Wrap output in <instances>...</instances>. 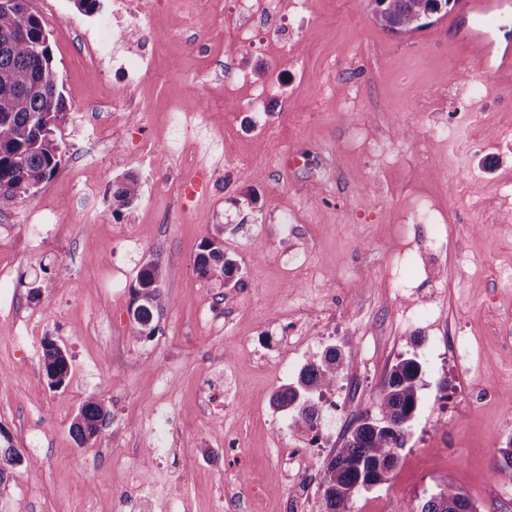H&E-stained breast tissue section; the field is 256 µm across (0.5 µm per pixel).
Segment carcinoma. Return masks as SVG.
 I'll list each match as a JSON object with an SVG mask.
<instances>
[{
	"label": "carcinoma",
	"mask_w": 512,
	"mask_h": 512,
	"mask_svg": "<svg viewBox=\"0 0 512 512\" xmlns=\"http://www.w3.org/2000/svg\"><path fill=\"white\" fill-rule=\"evenodd\" d=\"M450 0H371V12L379 26L394 34L420 30L427 20L448 11ZM24 24L28 40L15 41L11 34ZM48 37L39 17L31 13L23 21L0 3V202H14L48 181L61 162L56 131L65 118L66 102L52 63ZM141 197V182L127 175L112 186V206L120 211ZM201 278H224L236 272L235 261L224 251V239L204 241L195 258ZM158 260L147 259L139 269L133 291L137 305L130 310L137 332L151 336L155 312L166 298ZM343 359L327 350L306 364L295 382L273 397V405L291 412L297 430L311 427L316 397L336 383ZM42 364L49 385L59 387L69 371L67 353L54 341L45 340ZM421 364L414 356L396 363L376 399L375 412L360 414L349 429L343 446L327 463L321 484L326 512H351L353 498L363 489L388 480L399 464L404 429L418 402ZM111 412L99 399H88L79 408L71 429L76 442L85 445L109 424ZM23 456L11 442L0 444V495L8 474ZM408 512H477L472 500L449 484Z\"/></svg>",
	"instance_id": "obj_1"
}]
</instances>
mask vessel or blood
Instances as JSON below:
<instances>
[{"instance_id":"b4317fda","label":"vessel or blood","mask_w":512,"mask_h":512,"mask_svg":"<svg viewBox=\"0 0 512 512\" xmlns=\"http://www.w3.org/2000/svg\"><path fill=\"white\" fill-rule=\"evenodd\" d=\"M512 8V0H459L452 27L470 48L475 62L494 72L503 86L512 85V42L496 38V20Z\"/></svg>"}]
</instances>
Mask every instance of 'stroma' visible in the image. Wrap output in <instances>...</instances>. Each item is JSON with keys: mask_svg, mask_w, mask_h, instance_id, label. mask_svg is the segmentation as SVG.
Instances as JSON below:
<instances>
[{"mask_svg": "<svg viewBox=\"0 0 512 512\" xmlns=\"http://www.w3.org/2000/svg\"><path fill=\"white\" fill-rule=\"evenodd\" d=\"M200 2L192 26L156 15L154 75L136 87L121 67L130 49L90 70L84 34L97 16L73 0H29L66 114L54 176L0 206V431L23 451L0 512H285L292 497L297 512H324L335 451L296 431L272 397L330 348L345 359L337 385L363 383L358 403L340 398L332 411L346 427L373 408L394 364L421 363L400 462L352 512L369 501L405 512L449 484L477 512H512V476L497 465L512 440V150L501 144L512 89L486 73L472 91L473 59L447 18L394 35L370 0H309L305 23L288 25L287 66L272 70L257 49L236 58L254 83L275 75L283 86L260 132L208 94L234 71L200 75L193 48L239 19ZM205 104L207 121L172 139L173 111ZM225 120L235 130L214 147ZM435 126L451 138L430 140ZM228 153L252 163L226 168ZM129 173L142 194L117 214L112 185ZM199 173L204 191L183 195ZM417 196L436 206L437 224L412 223ZM35 224L56 230L36 235ZM219 234L234 288L194 271L200 243ZM150 257L167 303L146 339L129 310ZM451 331L480 351L462 375ZM48 338L69 356L58 389L42 366ZM464 385L486 395L476 410L458 401ZM91 397L112 420L81 446L70 426ZM230 429L243 447L226 441ZM305 447L302 488L281 459ZM244 483L255 499L242 498Z\"/></svg>", "mask_w": 512, "mask_h": 512, "instance_id": "35a3bbf8", "label": "stroma"}]
</instances>
